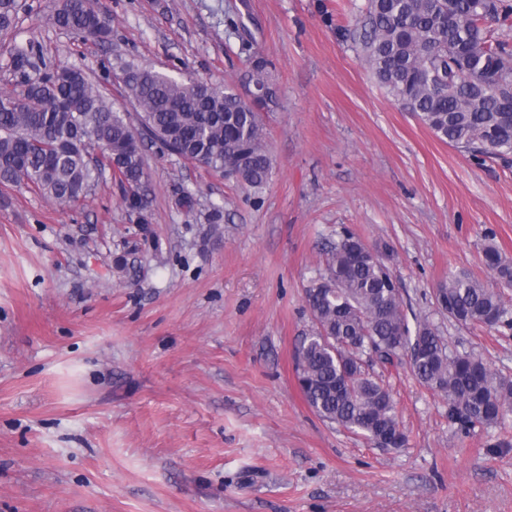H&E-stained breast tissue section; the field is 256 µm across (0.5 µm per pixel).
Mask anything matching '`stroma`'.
Returning a JSON list of instances; mask_svg holds the SVG:
<instances>
[{
  "label": "stroma",
  "mask_w": 512,
  "mask_h": 512,
  "mask_svg": "<svg viewBox=\"0 0 512 512\" xmlns=\"http://www.w3.org/2000/svg\"><path fill=\"white\" fill-rule=\"evenodd\" d=\"M22 3L11 39L88 65L119 107L121 58L245 93L240 13L279 104L259 189L148 139L140 213L108 177L72 205L0 183V512H512V417L461 434L407 364L378 365L408 438L385 449L295 377L305 290L347 229L409 320L512 380V330L435 301L463 270L512 306L482 262L491 243L512 263V157L476 162L395 103L336 32L367 0H101L102 45L52 26L60 0Z\"/></svg>",
  "instance_id": "stroma-1"
}]
</instances>
